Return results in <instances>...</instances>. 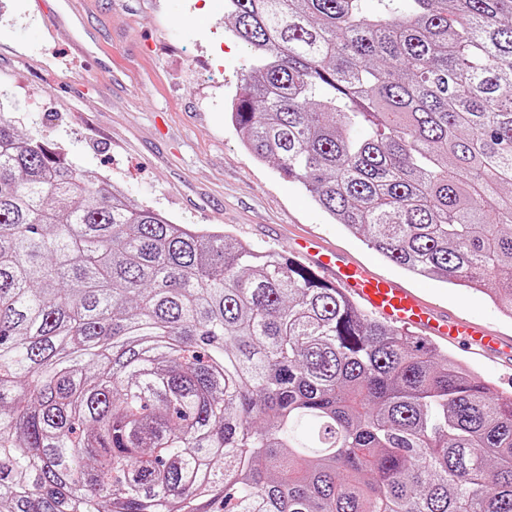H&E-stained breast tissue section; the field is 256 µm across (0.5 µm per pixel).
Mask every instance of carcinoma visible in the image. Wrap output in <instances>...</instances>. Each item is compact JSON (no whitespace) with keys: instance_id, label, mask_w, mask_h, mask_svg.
Returning a JSON list of instances; mask_svg holds the SVG:
<instances>
[{"instance_id":"carcinoma-1","label":"carcinoma","mask_w":512,"mask_h":512,"mask_svg":"<svg viewBox=\"0 0 512 512\" xmlns=\"http://www.w3.org/2000/svg\"><path fill=\"white\" fill-rule=\"evenodd\" d=\"M224 0L228 120L512 319V0ZM512 512V396L297 261L130 206L0 114V510Z\"/></svg>"}]
</instances>
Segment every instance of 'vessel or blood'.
Instances as JSON below:
<instances>
[{"mask_svg":"<svg viewBox=\"0 0 512 512\" xmlns=\"http://www.w3.org/2000/svg\"><path fill=\"white\" fill-rule=\"evenodd\" d=\"M291 251L307 267L332 282L373 316L435 336L470 351L488 350L512 361V338L482 322L449 315L424 299L417 290L371 271L365 264L340 253L314 235L296 238Z\"/></svg>","mask_w":512,"mask_h":512,"instance_id":"obj_1","label":"vessel or blood"}]
</instances>
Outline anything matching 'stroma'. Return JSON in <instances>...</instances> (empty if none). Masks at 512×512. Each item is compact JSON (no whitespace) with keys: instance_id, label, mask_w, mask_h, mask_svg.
Masks as SVG:
<instances>
[{"instance_id":"obj_1","label":"stroma","mask_w":512,"mask_h":512,"mask_svg":"<svg viewBox=\"0 0 512 512\" xmlns=\"http://www.w3.org/2000/svg\"><path fill=\"white\" fill-rule=\"evenodd\" d=\"M55 3L0 0V113L20 136L43 140L173 223L279 252L315 232L437 307L512 336V319L486 296L405 273L242 147L226 110L248 54L225 36L224 0H81L58 29ZM438 347L494 392L512 393V367Z\"/></svg>"}]
</instances>
